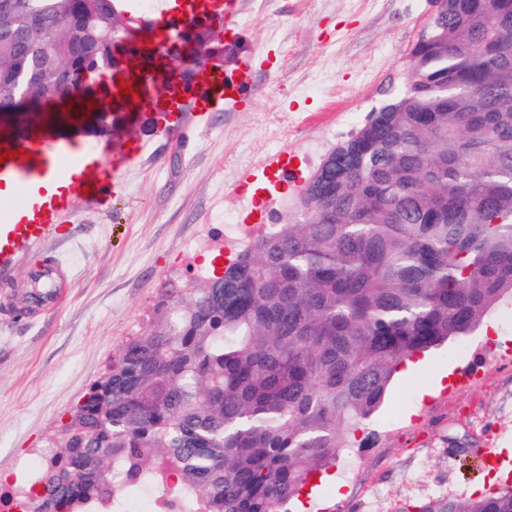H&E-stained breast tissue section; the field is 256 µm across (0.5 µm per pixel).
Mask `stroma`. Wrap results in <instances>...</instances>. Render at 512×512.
Returning <instances> with one entry per match:
<instances>
[{
	"label": "stroma",
	"mask_w": 512,
	"mask_h": 512,
	"mask_svg": "<svg viewBox=\"0 0 512 512\" xmlns=\"http://www.w3.org/2000/svg\"><path fill=\"white\" fill-rule=\"evenodd\" d=\"M431 0H243L234 24L260 69L253 99L216 113L208 127L170 137L152 112L119 120L111 137L82 134L102 152L137 151L107 205L82 198L61 218L69 234L25 252L10 291H0V493L21 464L39 463L119 348L147 331L169 285L202 265L225 217L247 222L257 176L280 155L310 175L347 138L391 82L400 81ZM55 255L69 277L65 301L26 315L31 271ZM484 331L425 352L396 373L361 444L344 449L329 483L314 491L339 512H401L439 496L469 497L512 484V306ZM497 449L508 471L479 451Z\"/></svg>",
	"instance_id": "stroma-1"
}]
</instances>
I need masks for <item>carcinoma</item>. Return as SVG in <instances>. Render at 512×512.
<instances>
[{
	"label": "carcinoma",
	"mask_w": 512,
	"mask_h": 512,
	"mask_svg": "<svg viewBox=\"0 0 512 512\" xmlns=\"http://www.w3.org/2000/svg\"><path fill=\"white\" fill-rule=\"evenodd\" d=\"M128 20L124 0L1 10L0 113L68 96L112 133ZM196 38L220 58L213 28ZM382 108L223 278L161 295L0 512H288L403 361L512 305V0H436ZM402 512H512V489Z\"/></svg>",
	"instance_id": "obj_1"
}]
</instances>
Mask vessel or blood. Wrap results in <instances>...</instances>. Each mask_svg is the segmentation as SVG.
I'll return each mask as SVG.
<instances>
[{
    "instance_id": "vessel-or-blood-1",
    "label": "vessel or blood",
    "mask_w": 512,
    "mask_h": 512,
    "mask_svg": "<svg viewBox=\"0 0 512 512\" xmlns=\"http://www.w3.org/2000/svg\"><path fill=\"white\" fill-rule=\"evenodd\" d=\"M241 13L240 0H153L151 7L138 17L137 38L165 30L178 38L201 21L235 22ZM167 43L156 45L153 59L141 61L135 72L123 74L139 101L157 105V132L169 136L189 118L210 123L217 112L239 109L250 100L257 87L259 69L254 55L238 58L228 71H210L201 86L185 90L159 92L160 84L172 81L175 60L167 55ZM24 157H17V150ZM0 188L10 187L16 205L0 213V276L8 277L16 256L32 245L65 230L60 218L68 212L75 197L88 195L99 203H108L113 190L121 186L124 162L91 160L88 148L75 139L52 138L41 132L24 131L0 142ZM93 165L94 173L85 180L75 179L71 171L79 165Z\"/></svg>"
}]
</instances>
